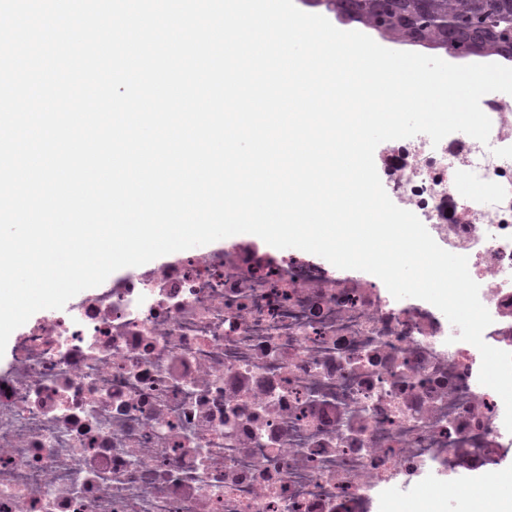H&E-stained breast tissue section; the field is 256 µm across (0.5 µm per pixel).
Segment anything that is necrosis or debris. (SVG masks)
<instances>
[{"label":"necrosis or debris","mask_w":512,"mask_h":512,"mask_svg":"<svg viewBox=\"0 0 512 512\" xmlns=\"http://www.w3.org/2000/svg\"><path fill=\"white\" fill-rule=\"evenodd\" d=\"M389 141L390 199L467 256L512 352V113ZM483 194L458 197V179ZM375 275L241 242L79 294L0 356V512H392L493 482L512 433L479 350Z\"/></svg>","instance_id":"1"}]
</instances>
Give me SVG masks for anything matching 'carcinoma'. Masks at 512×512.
<instances>
[{
	"label": "carcinoma",
	"instance_id": "obj_1",
	"mask_svg": "<svg viewBox=\"0 0 512 512\" xmlns=\"http://www.w3.org/2000/svg\"><path fill=\"white\" fill-rule=\"evenodd\" d=\"M336 18L392 42L512 61V0H326Z\"/></svg>",
	"mask_w": 512,
	"mask_h": 512
}]
</instances>
